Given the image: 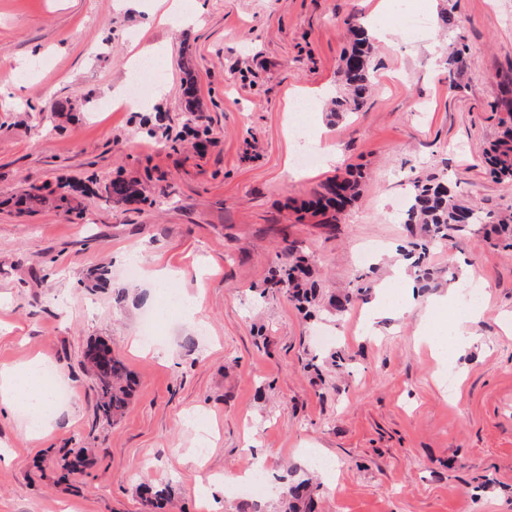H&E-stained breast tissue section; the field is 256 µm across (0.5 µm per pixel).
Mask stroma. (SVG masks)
Instances as JSON below:
<instances>
[{"mask_svg":"<svg viewBox=\"0 0 512 512\" xmlns=\"http://www.w3.org/2000/svg\"><path fill=\"white\" fill-rule=\"evenodd\" d=\"M378 0H177L168 23L155 0H0V199L66 176L79 181L152 172L165 198L141 210L88 201L81 213L0 208V369L42 357L70 396L52 402L38 437L24 417L0 410V512H146L139 479L171 484L166 512H273L289 468L315 475L318 512H512V251L473 235L438 244V272L476 271L489 297L472 327L476 343L442 366L420 343L426 294L394 280L403 238L392 207L415 176L445 175L482 214L512 212V181H497L482 152L499 132L494 109L512 78V0H422L423 33L398 30ZM468 46L455 86L439 16ZM394 30L373 60L376 91L361 111L330 121L344 90L338 69L353 19ZM155 48L160 79L145 111L185 123L181 62L190 58L207 107L210 145L159 148L142 112L113 104L133 58ZM316 94L312 140L335 161L298 171L295 92ZM72 119L57 128L52 108ZM357 166L359 199L335 230L296 223L285 203ZM314 257L328 295L351 292L359 251L375 245L376 284L406 315L366 322L378 292L342 316H303L281 295H262L284 236ZM143 269L125 272L129 259ZM108 268V288L90 287ZM196 297L139 342L162 289ZM104 341L137 386L117 423L99 417L83 371L88 344ZM342 351L341 377L308 368L324 348ZM453 385H445L446 375ZM458 389L450 400L449 389ZM92 449L93 463L62 475L61 448ZM333 459L316 468L313 455ZM263 463L261 492L223 482Z\"/></svg>","mask_w":512,"mask_h":512,"instance_id":"1","label":"stroma"}]
</instances>
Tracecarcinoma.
<instances>
[{
    "label": "carcinoma",
    "mask_w": 512,
    "mask_h": 512,
    "mask_svg": "<svg viewBox=\"0 0 512 512\" xmlns=\"http://www.w3.org/2000/svg\"><path fill=\"white\" fill-rule=\"evenodd\" d=\"M352 36L351 49L340 57L346 92L331 100L332 115L340 116L356 112L369 96L372 88L370 62L374 46L366 30L355 22L349 23ZM448 73L458 79L467 67V47L461 34H455L448 44L445 59ZM185 86L183 94L188 110L189 124L185 129L197 138L207 134L195 125L205 119V105L197 94L191 60L184 62ZM500 105L507 111L501 120L502 131L485 153L484 161L489 174L500 180H512V98ZM362 173L349 169L342 175L328 178L318 185L312 195L301 205V210L321 217V224L333 226L339 216L358 197ZM164 192L151 184V178L126 179L120 176L97 180L93 186L80 189L68 178H58L56 183L32 186L15 200V205L36 212L44 205L70 214L81 209L82 200L94 197L112 206H131L159 197ZM404 241L397 248L406 267L414 274L416 288L426 291L436 287L437 272L430 264L432 247L472 227L484 229L483 241L493 248L512 249V213L500 215L492 222H485L474 207L462 202L448 182L435 174L418 177L413 181L408 207L404 211ZM288 263L272 270L266 280V288L284 294L306 317L319 311L336 316L347 311L357 299H362L371 290L368 275L358 276L359 286L353 293L332 296L327 305L321 304L320 288L313 276L315 260L299 251L295 241L288 242L283 249ZM85 363L93 377L97 391V412L106 421L117 422L126 413L133 393L135 380L123 361L103 341L89 346L85 352ZM308 366L316 371L322 369L339 372L345 368V359L338 351L331 352L322 360L312 358ZM86 448H63L59 450L58 463L64 469H75L89 460ZM318 485L307 475L294 479L283 487L279 497L278 512H315V497ZM170 486L157 488L142 484L139 494L153 508L163 506L171 496Z\"/></svg>",
    "instance_id": "carcinoma-1"
}]
</instances>
